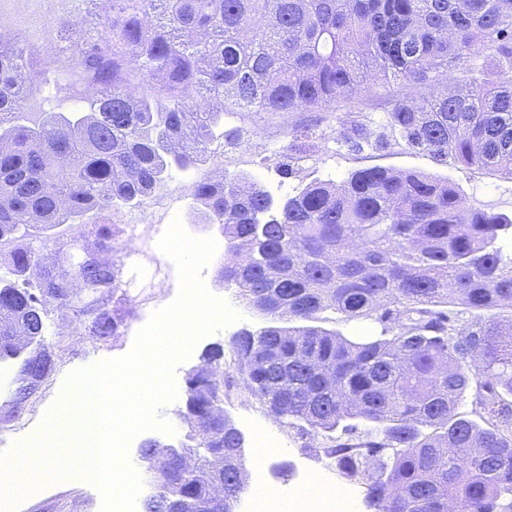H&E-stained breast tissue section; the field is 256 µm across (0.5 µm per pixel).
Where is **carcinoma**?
<instances>
[{"instance_id": "carcinoma-1", "label": "carcinoma", "mask_w": 512, "mask_h": 512, "mask_svg": "<svg viewBox=\"0 0 512 512\" xmlns=\"http://www.w3.org/2000/svg\"><path fill=\"white\" fill-rule=\"evenodd\" d=\"M73 33L63 63L91 85L90 110L25 111L27 61L0 34V361L33 373L7 328L45 345L43 303L56 288L40 232L160 189L168 170L203 161L228 138L224 113L303 112L352 99L368 80L403 93L376 120L343 127L351 148L381 151L389 134L438 158L512 175V0H108ZM155 83L154 110L132 79ZM427 85V95L404 92ZM201 221L224 225L225 283L274 319L372 321L376 336L266 327L234 341L247 393L289 428L337 427L336 468L367 482L373 512H512V217L464 205L458 187L415 171L359 170L314 180L275 202L260 184H192ZM123 232L99 224L96 247ZM102 298L91 333L122 320L117 260L78 263ZM187 377L196 419L183 449L195 467L168 485L209 512L224 475V512L247 486L244 463L224 467L207 448L237 451L244 437L224 411V348ZM471 406L472 417L460 415Z\"/></svg>"}]
</instances>
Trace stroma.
Segmentation results:
<instances>
[{"mask_svg": "<svg viewBox=\"0 0 512 512\" xmlns=\"http://www.w3.org/2000/svg\"><path fill=\"white\" fill-rule=\"evenodd\" d=\"M101 12L99 0H55L49 11L33 10L28 0H5L0 6V22L18 37V45L32 62L26 81L25 109L29 112H63L77 108L72 83L59 81L53 61L67 43V33L59 20L88 21ZM394 88L377 87L359 91L353 97L357 112L321 110L312 112H233L225 114V130L239 131L235 141H214L206 159L188 171L171 170L163 187L139 203L95 210L72 224L55 228L42 247L43 257L56 254L59 244L77 242L83 249L93 248L96 224L120 225L121 240L128 248L139 245L131 232L135 224H164L177 218L183 230L195 238L222 239L218 225L201 224L197 205L189 186L216 175L247 178L277 197L294 195L314 180L341 182L352 172L375 166L396 170H414L443 177L455 183L468 206L512 214V177L489 169L468 167L454 159L440 160L434 155L410 149L403 141L391 139L382 151L351 150L338 141L343 124L355 120L357 113L379 116L393 104ZM313 125L319 141L314 153L293 162L284 147L293 128ZM223 254H215L202 270L200 278L207 293L236 310L238 317L229 326H221L199 336L189 354L174 367L176 396L160 405L159 421L170 424V431L149 428L138 432L128 444V460L136 462V450L147 439L180 446L190 427L179 411L186 394L189 371L201 362L205 349L219 344L224 348V410L245 437V460L249 485L235 505V512H251V501L270 484L288 491L301 484L309 473L325 483L346 486L357 495L354 512H368L367 486L345 477L327 457L325 438L297 428L282 427L262 404L249 397L235 361L233 340L241 331L256 332L270 323L269 318L247 308L235 289L225 287L220 278ZM48 332L46 345L52 356V370L38 392L24 404H16L17 367L0 363V453L39 432L49 407L55 404L70 373L87 369L105 359L127 355L134 347L139 322L125 319L123 333L100 341L89 333V323L71 306L50 299L44 304ZM18 512H99L100 490L90 481L75 475L44 484L34 497L22 499Z\"/></svg>", "mask_w": 512, "mask_h": 512, "instance_id": "35a3bbf8", "label": "stroma"}]
</instances>
